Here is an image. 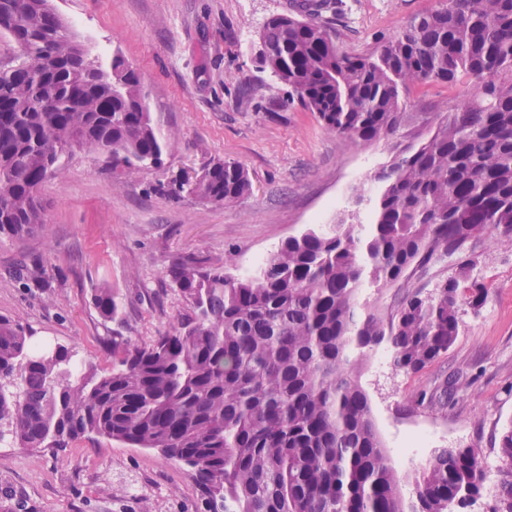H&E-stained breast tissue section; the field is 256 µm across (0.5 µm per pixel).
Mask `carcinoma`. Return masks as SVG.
I'll return each instance as SVG.
<instances>
[{"instance_id":"1","label":"carcinoma","mask_w":512,"mask_h":512,"mask_svg":"<svg viewBox=\"0 0 512 512\" xmlns=\"http://www.w3.org/2000/svg\"><path fill=\"white\" fill-rule=\"evenodd\" d=\"M333 0H306L297 16L268 20L261 64L317 114L362 144L391 139L390 165L368 224L340 220L291 236L247 277L193 256L170 279L193 315L143 346L114 343L112 370L76 366L58 346L34 352L19 324L0 319V428L22 448L62 449L98 436L183 462L204 512H404L399 481L349 354L390 344L392 366L414 373L446 354L464 304L457 279L431 296L407 294L386 316L360 314L367 283L453 262L465 269L480 236L512 241V0H446L413 16L381 48L353 55L318 21ZM19 50L0 69V235L45 223L39 189L68 150L90 148L113 169L162 164L163 142L141 80L120 56L112 83L97 66L56 51L61 33L0 0V34ZM471 91L448 112H410L415 88ZM248 172L205 165L186 192L215 207L250 194ZM34 288L45 270L19 265ZM94 305L118 315L102 289ZM496 505L512 512V424L500 438ZM474 448H442L415 480L411 512H458L490 478Z\"/></svg>"}]
</instances>
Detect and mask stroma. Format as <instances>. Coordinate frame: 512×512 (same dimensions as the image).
<instances>
[{"mask_svg": "<svg viewBox=\"0 0 512 512\" xmlns=\"http://www.w3.org/2000/svg\"><path fill=\"white\" fill-rule=\"evenodd\" d=\"M72 32L97 39L102 66L122 55L139 73L146 104L167 144L161 168L113 172L89 149L62 157L44 183L46 224L24 239L0 236V318L22 325L31 344L62 346L76 361L112 368V336L144 345L191 314L168 270L185 256L247 274L253 257L284 239L354 214L371 218L373 174L392 157L389 142L360 145L328 131L270 70L260 68V32L294 0H53ZM336 40L353 54L374 51L437 0H336ZM471 89L468 80L414 90L416 109L443 112ZM234 161L253 191L221 208L172 181L210 160ZM362 203H355V194ZM43 265L48 285L26 288L12 275L21 262ZM466 276L488 296L462 306L459 334L445 355L415 373L373 354L352 367L385 448L395 432L427 426L431 451L475 448L497 459L512 421V245L480 237L468 272L457 265L417 270L388 287L362 290L360 312L388 314L406 293ZM100 288L117 293V320L93 304ZM188 469L153 450L82 438L61 450L0 440V512H200Z\"/></svg>", "mask_w": 512, "mask_h": 512, "instance_id": "obj_1", "label": "stroma"}]
</instances>
